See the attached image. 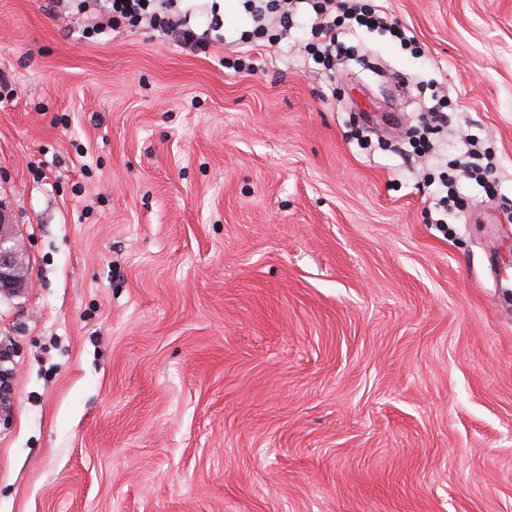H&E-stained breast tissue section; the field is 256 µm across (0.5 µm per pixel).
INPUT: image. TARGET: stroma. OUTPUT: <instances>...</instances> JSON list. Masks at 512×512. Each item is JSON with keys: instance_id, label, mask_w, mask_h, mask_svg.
I'll list each match as a JSON object with an SVG mask.
<instances>
[{"instance_id": "1", "label": "stroma", "mask_w": 512, "mask_h": 512, "mask_svg": "<svg viewBox=\"0 0 512 512\" xmlns=\"http://www.w3.org/2000/svg\"><path fill=\"white\" fill-rule=\"evenodd\" d=\"M385 7L414 45L329 67L308 11L193 53L0 0V512H512V0ZM25 246L9 224L6 215L0 213V294L13 293L21 288L26 279L24 264Z\"/></svg>"}]
</instances>
